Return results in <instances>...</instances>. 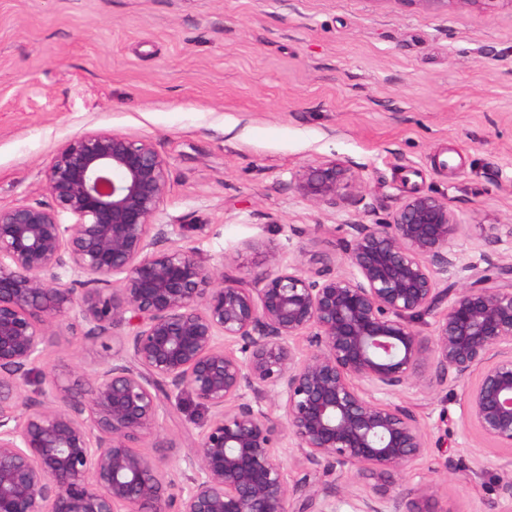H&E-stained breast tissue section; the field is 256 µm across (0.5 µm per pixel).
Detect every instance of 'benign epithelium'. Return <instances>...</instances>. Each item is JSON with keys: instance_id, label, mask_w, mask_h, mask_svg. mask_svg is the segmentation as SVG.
I'll list each match as a JSON object with an SVG mask.
<instances>
[{"instance_id": "1", "label": "benign epithelium", "mask_w": 512, "mask_h": 512, "mask_svg": "<svg viewBox=\"0 0 512 512\" xmlns=\"http://www.w3.org/2000/svg\"><path fill=\"white\" fill-rule=\"evenodd\" d=\"M401 2L464 10L499 0ZM289 187L332 207L361 193L338 159L302 166ZM169 188L170 165L151 140L90 130L46 169L52 205L0 206V512H339L335 484L288 485L284 427L306 468L380 481L350 493V512H433V485L393 481L428 442L389 397L425 375L442 385L480 371L463 414L512 448V266L448 284L467 266L445 198L413 194L384 221L353 225L338 272L270 249L262 266L230 276L191 247H160ZM65 273L78 287L62 283ZM426 316L429 339L415 328ZM72 321L105 357L80 391L45 371L42 400L30 399L29 367ZM300 336L309 351L292 345ZM184 396L210 418L186 457L192 483L175 494L157 459L134 447L146 438L172 447L159 419Z\"/></svg>"}]
</instances>
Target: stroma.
I'll list each match as a JSON object with an SVG mask.
<instances>
[{"label":"stroma","instance_id":"35a3bbf8","mask_svg":"<svg viewBox=\"0 0 512 512\" xmlns=\"http://www.w3.org/2000/svg\"><path fill=\"white\" fill-rule=\"evenodd\" d=\"M88 130L149 139L168 160L160 223L208 265L242 275L264 245L318 269L357 224L406 196L448 200L461 263L512 264V7L430 11L404 0H0V205L41 203L58 146ZM346 161L362 199L314 205L289 182ZM500 242L485 246L490 228ZM73 325L42 368L66 385L103 354ZM463 384L397 403L429 439L402 485L430 483L435 512H512V449L465 421ZM208 416L161 415L169 448L141 443L174 490ZM489 462L475 471L471 445Z\"/></svg>","mask_w":512,"mask_h":512}]
</instances>
